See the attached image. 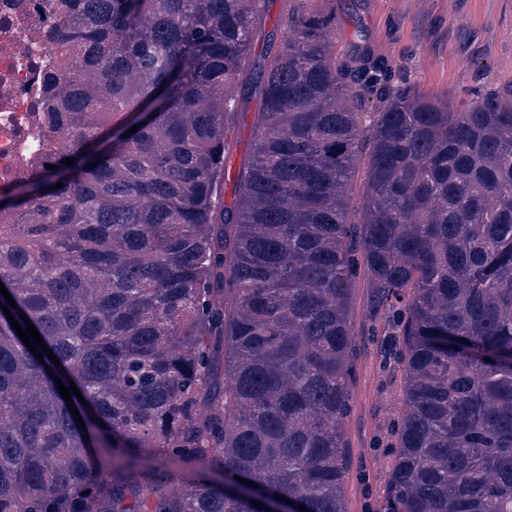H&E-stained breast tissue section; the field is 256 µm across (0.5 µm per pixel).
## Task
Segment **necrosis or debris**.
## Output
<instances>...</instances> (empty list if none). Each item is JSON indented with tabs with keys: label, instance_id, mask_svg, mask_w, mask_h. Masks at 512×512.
<instances>
[{
	"label": "necrosis or debris",
	"instance_id": "4bbe7bcc",
	"mask_svg": "<svg viewBox=\"0 0 512 512\" xmlns=\"http://www.w3.org/2000/svg\"><path fill=\"white\" fill-rule=\"evenodd\" d=\"M57 22L46 0H0V194L57 156L51 146L32 147L49 120L55 69L45 33Z\"/></svg>",
	"mask_w": 512,
	"mask_h": 512
}]
</instances>
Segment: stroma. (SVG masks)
I'll return each mask as SVG.
<instances>
[{
  "label": "stroma",
  "instance_id": "1",
  "mask_svg": "<svg viewBox=\"0 0 512 512\" xmlns=\"http://www.w3.org/2000/svg\"><path fill=\"white\" fill-rule=\"evenodd\" d=\"M336 14L342 60L368 53L385 60L399 80L460 108L487 91L512 92V0H326ZM256 101L243 104L230 125L231 171L247 165ZM397 368L383 367L370 337L360 339L353 400L345 421L353 461L346 478L349 512H371L385 489L386 449L378 441L396 410Z\"/></svg>",
  "mask_w": 512,
  "mask_h": 512
}]
</instances>
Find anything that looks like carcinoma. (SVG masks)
<instances>
[{
    "mask_svg": "<svg viewBox=\"0 0 512 512\" xmlns=\"http://www.w3.org/2000/svg\"><path fill=\"white\" fill-rule=\"evenodd\" d=\"M52 2L74 165L0 198V282L57 361L0 310V512H347L362 273L403 374L373 512H512V93L346 63L322 0L259 51L266 0ZM258 105L255 100L243 104L242 110L237 113L235 121L229 126L228 139L231 142V150L226 157V167L235 175L239 168L244 167L250 161L256 134L254 126V114ZM372 304V288H370L368 280L364 276H360L354 285L351 309L352 319L360 333L371 312Z\"/></svg>",
    "mask_w": 512,
    "mask_h": 512,
    "instance_id": "obj_1",
    "label": "carcinoma"
}]
</instances>
